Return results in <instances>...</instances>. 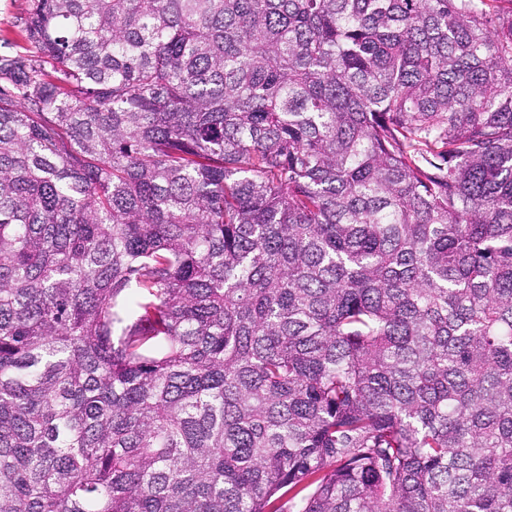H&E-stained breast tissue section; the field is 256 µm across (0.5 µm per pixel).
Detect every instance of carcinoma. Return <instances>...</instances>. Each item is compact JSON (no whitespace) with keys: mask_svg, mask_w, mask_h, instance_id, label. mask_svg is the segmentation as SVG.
<instances>
[{"mask_svg":"<svg viewBox=\"0 0 512 512\" xmlns=\"http://www.w3.org/2000/svg\"><path fill=\"white\" fill-rule=\"evenodd\" d=\"M28 2L0 512H512V0Z\"/></svg>","mask_w":512,"mask_h":512,"instance_id":"obj_1","label":"carcinoma"}]
</instances>
